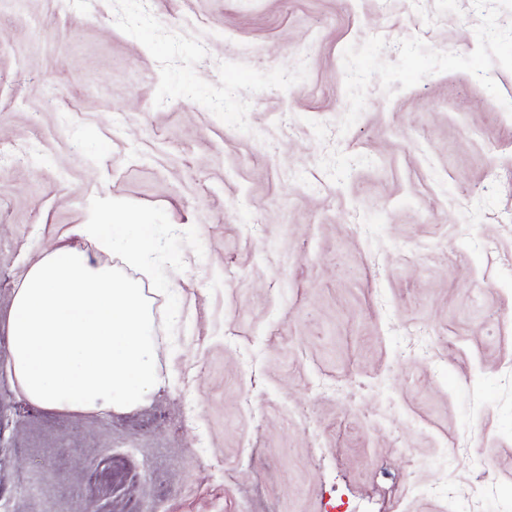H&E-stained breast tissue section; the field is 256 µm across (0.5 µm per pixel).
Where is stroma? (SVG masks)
I'll list each match as a JSON object with an SVG mask.
<instances>
[{
	"label": "stroma",
	"mask_w": 512,
	"mask_h": 512,
	"mask_svg": "<svg viewBox=\"0 0 512 512\" xmlns=\"http://www.w3.org/2000/svg\"><path fill=\"white\" fill-rule=\"evenodd\" d=\"M64 243L152 292L134 409L6 370ZM115 460L138 512H512V0H0V512H122ZM81 233L92 239L99 248L113 251L122 246L129 262L143 263L151 247L152 228L149 224H126L114 212L93 211L90 224H82Z\"/></svg>",
	"instance_id": "obj_1"
}]
</instances>
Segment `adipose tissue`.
<instances>
[{"label":"adipose tissue","instance_id":"obj_1","mask_svg":"<svg viewBox=\"0 0 512 512\" xmlns=\"http://www.w3.org/2000/svg\"><path fill=\"white\" fill-rule=\"evenodd\" d=\"M81 232L143 263L152 228L94 213ZM150 299L132 279L63 245L36 260L14 290L8 370L20 394L56 411L132 408L160 383L152 358Z\"/></svg>","mask_w":512,"mask_h":512}]
</instances>
